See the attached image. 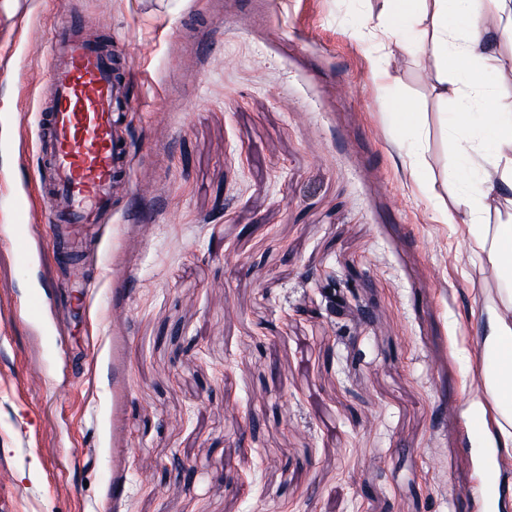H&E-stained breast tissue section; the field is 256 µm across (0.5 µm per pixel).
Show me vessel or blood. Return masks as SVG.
Returning a JSON list of instances; mask_svg holds the SVG:
<instances>
[{"mask_svg": "<svg viewBox=\"0 0 512 512\" xmlns=\"http://www.w3.org/2000/svg\"><path fill=\"white\" fill-rule=\"evenodd\" d=\"M87 29L83 19L60 13L49 38L48 105L38 118L42 169L52 185L47 221L67 236L111 212L124 171L115 61Z\"/></svg>", "mask_w": 512, "mask_h": 512, "instance_id": "obj_1", "label": "vessel or blood"}]
</instances>
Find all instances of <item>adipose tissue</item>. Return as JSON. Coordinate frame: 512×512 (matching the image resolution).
Wrapping results in <instances>:
<instances>
[{
    "label": "adipose tissue",
    "instance_id": "obj_1",
    "mask_svg": "<svg viewBox=\"0 0 512 512\" xmlns=\"http://www.w3.org/2000/svg\"><path fill=\"white\" fill-rule=\"evenodd\" d=\"M491 2V8L480 12L475 0H382V13L394 26L424 14L441 66L459 58L481 62L467 69L464 81L440 76L436 91L439 98L459 104L456 125L471 134L458 170L464 188L448 221L463 223L471 237L485 243L487 262L504 285L503 301L487 309L482 377L485 392L499 410L500 446L512 454V224L491 227L482 222L483 213L498 209L505 189H512V113L503 111L481 80L482 66L498 60V36L512 26V0ZM474 100L481 105L480 113L470 110Z\"/></svg>",
    "mask_w": 512,
    "mask_h": 512
}]
</instances>
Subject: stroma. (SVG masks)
Here are the masks:
<instances>
[{
  "mask_svg": "<svg viewBox=\"0 0 512 512\" xmlns=\"http://www.w3.org/2000/svg\"><path fill=\"white\" fill-rule=\"evenodd\" d=\"M28 2L20 31L0 0V512H512L481 388L501 283L443 216L467 135L429 47L377 0H70L132 78L78 283L52 225L11 258L60 11ZM311 272L374 323L296 315Z\"/></svg>",
  "mask_w": 512,
  "mask_h": 512,
  "instance_id": "35a3bbf8",
  "label": "stroma"
}]
</instances>
